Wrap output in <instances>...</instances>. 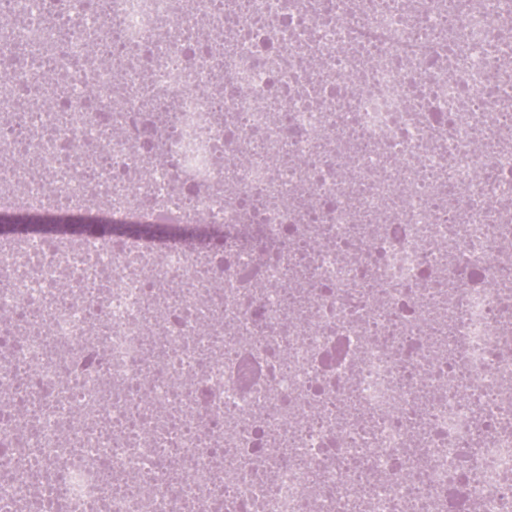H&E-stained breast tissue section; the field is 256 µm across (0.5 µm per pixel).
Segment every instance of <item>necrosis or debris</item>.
<instances>
[{
  "label": "necrosis or debris",
  "mask_w": 512,
  "mask_h": 512,
  "mask_svg": "<svg viewBox=\"0 0 512 512\" xmlns=\"http://www.w3.org/2000/svg\"><path fill=\"white\" fill-rule=\"evenodd\" d=\"M0 15V512H512V0Z\"/></svg>",
  "instance_id": "obj_1"
}]
</instances>
